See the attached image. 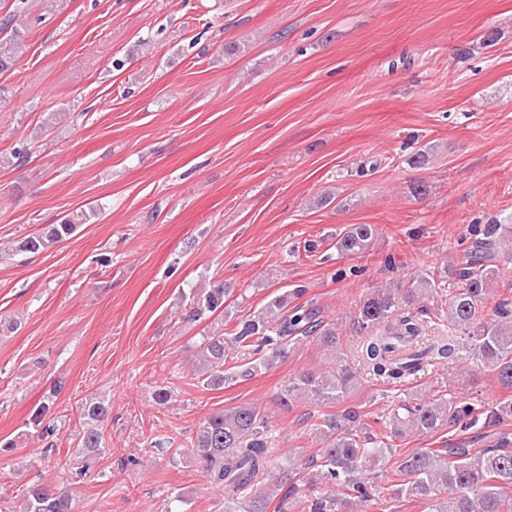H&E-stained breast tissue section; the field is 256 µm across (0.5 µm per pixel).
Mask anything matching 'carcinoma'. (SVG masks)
Returning a JSON list of instances; mask_svg holds the SVG:
<instances>
[{
    "mask_svg": "<svg viewBox=\"0 0 512 512\" xmlns=\"http://www.w3.org/2000/svg\"><path fill=\"white\" fill-rule=\"evenodd\" d=\"M81 217L51 224L17 242L13 252L37 254L70 237ZM490 224L467 247L462 267L416 276L411 287L375 288L366 294L353 316L360 334L358 363L341 351L335 324L322 318L313 304L290 305V295L276 296L261 310L240 320L232 332L213 329L204 338L197 374L209 389H222L268 370L291 348L315 342L328 352L327 366L288 380L277 393L286 410L303 403L310 408L314 453L294 454L274 463L277 435L260 407L244 403L205 417L190 441V453L208 482L224 497V512H369L380 499V466L395 460L399 481L392 500L416 501L423 512H512V401L488 405L455 393L423 398L410 393L392 404L384 417L366 421L361 406L339 413L321 409L344 402L361 375L387 388L402 387L427 369L465 362L495 375L512 389V304L506 299L484 309L494 299L498 268L491 264L493 246L512 247V235L498 237ZM377 236L371 224H352L336 236L344 255L365 253ZM448 285V324L431 321L425 302H434ZM231 289L222 282L195 290L189 317L228 313ZM109 405L95 395L80 403L77 447L85 461L78 475L89 472L106 448L101 424ZM463 433L482 431L490 444L470 448L464 443L446 451L420 448L397 457L396 441L411 434L431 436L445 428ZM20 512H73V500L48 486L31 488Z\"/></svg>",
    "mask_w": 512,
    "mask_h": 512,
    "instance_id": "1",
    "label": "carcinoma"
}]
</instances>
